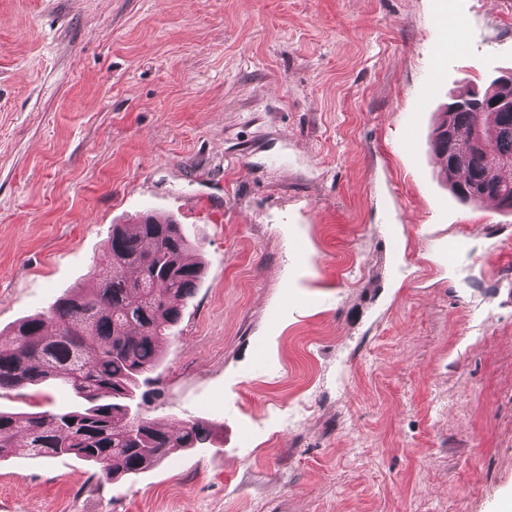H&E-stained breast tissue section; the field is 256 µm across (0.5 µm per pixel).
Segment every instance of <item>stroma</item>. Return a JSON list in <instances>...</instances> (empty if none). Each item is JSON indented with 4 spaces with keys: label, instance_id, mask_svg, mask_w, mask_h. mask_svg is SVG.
Returning <instances> with one entry per match:
<instances>
[{
    "label": "stroma",
    "instance_id": "1",
    "mask_svg": "<svg viewBox=\"0 0 512 512\" xmlns=\"http://www.w3.org/2000/svg\"><path fill=\"white\" fill-rule=\"evenodd\" d=\"M510 72L512 0H0V332L172 218L206 270L140 413L213 429L116 481L17 453L7 512H502L512 211L429 138Z\"/></svg>",
    "mask_w": 512,
    "mask_h": 512
}]
</instances>
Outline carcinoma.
<instances>
[{
  "label": "carcinoma",
  "mask_w": 512,
  "mask_h": 512,
  "mask_svg": "<svg viewBox=\"0 0 512 512\" xmlns=\"http://www.w3.org/2000/svg\"><path fill=\"white\" fill-rule=\"evenodd\" d=\"M452 131L431 137L453 196L463 203L512 197V107L453 113ZM89 282L19 320L0 337V391L48 383L68 387L75 404L36 412L0 411V459L24 448L36 458L73 457L106 480L150 467L173 448H204L211 429L195 421L173 432L138 415V381L161 361L195 295L203 265L180 225L141 217L112 225Z\"/></svg>",
  "instance_id": "cac0c4a2"
}]
</instances>
